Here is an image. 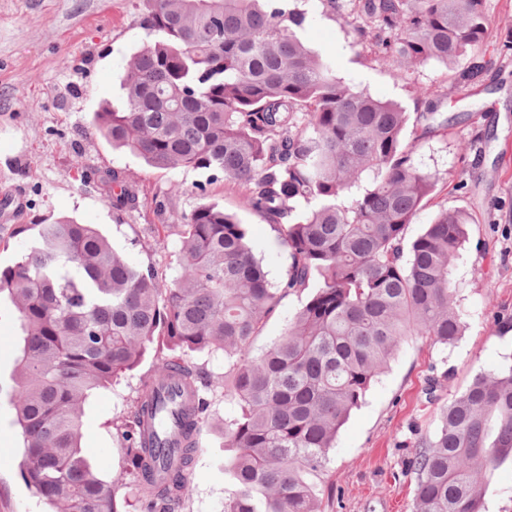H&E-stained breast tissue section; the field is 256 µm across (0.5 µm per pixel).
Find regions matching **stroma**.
Instances as JSON below:
<instances>
[{"label": "stroma", "mask_w": 512, "mask_h": 512, "mask_svg": "<svg viewBox=\"0 0 512 512\" xmlns=\"http://www.w3.org/2000/svg\"><path fill=\"white\" fill-rule=\"evenodd\" d=\"M312 22L302 39L333 60L338 77L372 96L410 104L413 93L439 86L450 122L447 134L423 141L420 164L439 178L438 192L407 230L416 237L439 206L466 209L473 217L468 239L450 270L461 336L440 345L410 336L376 377L364 400L336 436L322 475L332 489L325 512H412L414 479L407 464L421 441L432 438L440 409L480 372L512 365V51L497 43L512 38V0H487L495 43L491 64L478 81L455 85L438 65L411 69L394 80L388 61L356 47L347 27L306 0ZM142 0H0V266L12 264L32 233L21 224L60 216L97 225L134 264H153L166 277L178 271V223L200 201L224 206L252 228V248L272 282L288 268V249L258 215L241 210V187L187 167L158 170L113 149L98 134L93 115L121 106L117 77L143 38ZM123 171L137 194V210L118 212L99 190L96 175ZM206 184L199 196L197 184ZM178 197L164 195L169 185ZM17 313L0 299V512H45L19 469L20 439L10 397L15 387ZM154 353L114 387L85 403L81 447L98 476L113 481L122 471L126 445L116 429L145 378L156 369ZM437 378L438 403L424 388ZM234 406L215 393L182 512H224L231 486L224 476V421Z\"/></svg>", "instance_id": "stroma-1"}]
</instances>
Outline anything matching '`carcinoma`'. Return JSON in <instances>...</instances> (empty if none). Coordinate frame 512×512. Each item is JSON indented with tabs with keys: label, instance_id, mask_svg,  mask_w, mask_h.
Returning <instances> with one entry per match:
<instances>
[{
	"label": "carcinoma",
	"instance_id": "carcinoma-1",
	"mask_svg": "<svg viewBox=\"0 0 512 512\" xmlns=\"http://www.w3.org/2000/svg\"><path fill=\"white\" fill-rule=\"evenodd\" d=\"M144 38L119 75L122 109L96 131L155 169L192 167L241 186L242 207L288 247L274 285L250 227L218 204L181 217L179 271L135 265L93 224H30L34 243L0 267L21 332L11 397L21 475L49 512H180L209 393L224 390V512H324L320 476L336 435L407 336L441 345L463 330L449 284L472 217L441 208L407 238L438 185L419 141L448 127L444 94L413 112L336 76L300 36L305 0H143ZM322 13L374 40L404 80L437 63L455 81L485 70V0H321ZM116 211L138 199L116 169L98 178ZM309 291L280 338L253 344L282 298ZM158 366L118 427L126 462L100 479L81 448L82 406L133 370ZM224 356L205 379L186 356ZM512 464V366L476 375L441 409L411 461L413 512H483L494 473Z\"/></svg>",
	"mask_w": 512,
	"mask_h": 512
}]
</instances>
